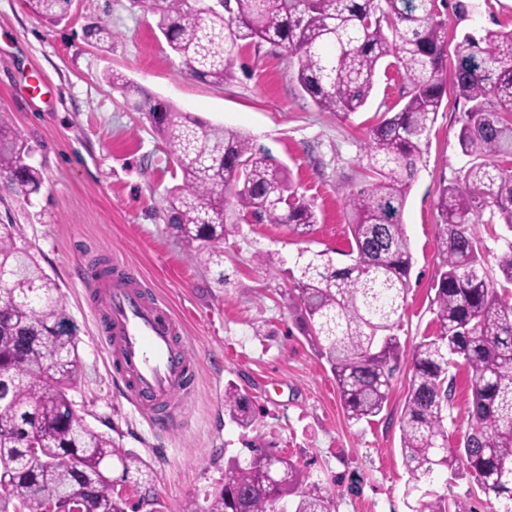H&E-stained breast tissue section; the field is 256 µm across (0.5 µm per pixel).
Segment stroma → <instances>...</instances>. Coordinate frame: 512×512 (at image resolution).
<instances>
[{
    "mask_svg": "<svg viewBox=\"0 0 512 512\" xmlns=\"http://www.w3.org/2000/svg\"><path fill=\"white\" fill-rule=\"evenodd\" d=\"M471 2L462 20L455 0H440L448 48L468 32L512 29V0ZM101 20L111 27L112 41L87 37V27ZM108 71L181 110L246 133L287 164L294 187L315 204L319 222L312 233L299 237L282 225L244 223L224 238L223 266L190 259L164 222L165 193L174 183L164 144L132 100L104 82ZM405 89L396 71L379 75L366 106L342 119L317 110L287 55L270 45L243 47L233 78L212 85L185 72L154 18L129 0H71L67 17L56 24L33 16L24 0H0V115L34 147L44 179L40 193L24 200L0 176V223L17 225L61 288L78 338L72 396L80 414L148 462L166 512L203 502L225 462L250 445L292 457L333 495L335 512H409L400 431L406 375L394 381L387 409L373 421H348L329 366L279 295L281 272L254 260L256 252L275 251L291 263L310 248L334 251L338 265L347 264L351 235L343 194L362 181L357 160L368 127ZM463 110L454 94L444 96L426 164L406 203L413 267L398 335L409 349L436 329V200L468 162L457 142ZM114 253L170 307L196 367V397L164 430L153 428L121 393L98 343L100 326L83 276ZM448 373L454 381L446 427L454 445L468 428L471 375L462 366ZM230 382L256 406L253 429L242 430L224 414ZM435 487L472 512L497 507L465 474L438 477Z\"/></svg>",
    "mask_w": 512,
    "mask_h": 512,
    "instance_id": "obj_1",
    "label": "stroma"
}]
</instances>
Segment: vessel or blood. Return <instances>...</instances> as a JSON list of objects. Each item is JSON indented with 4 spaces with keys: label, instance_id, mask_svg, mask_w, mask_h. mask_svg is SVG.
I'll return each mask as SVG.
<instances>
[{
    "label": "vessel or blood",
    "instance_id": "b4317fda",
    "mask_svg": "<svg viewBox=\"0 0 512 512\" xmlns=\"http://www.w3.org/2000/svg\"><path fill=\"white\" fill-rule=\"evenodd\" d=\"M105 278H89L91 308L103 318V346L128 400L154 424L173 420L197 392L195 368L169 308L150 294L122 258Z\"/></svg>",
    "mask_w": 512,
    "mask_h": 512
}]
</instances>
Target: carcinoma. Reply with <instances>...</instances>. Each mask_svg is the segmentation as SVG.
Instances as JSON below:
<instances>
[{
	"instance_id": "carcinoma-1",
	"label": "carcinoma",
	"mask_w": 512,
	"mask_h": 512,
	"mask_svg": "<svg viewBox=\"0 0 512 512\" xmlns=\"http://www.w3.org/2000/svg\"><path fill=\"white\" fill-rule=\"evenodd\" d=\"M46 22L70 0H27ZM156 27L195 79L222 85L234 77L241 42L283 49L296 82L322 112L347 118L365 105L380 66L397 69L406 102L368 131L359 160L365 185L345 192L353 238L350 263L325 250L299 252L282 269L280 296L336 379L347 419L369 422L388 405L397 372L411 368L401 420L411 512H472L433 489L442 473H467L486 497L512 512V239L490 279L474 230L484 212L512 234V30L467 33L447 63L436 0H130ZM112 89L136 96L166 148L172 177L165 220L192 260L221 264L224 237L251 217L306 234L318 216L292 185L290 170L246 134L212 124L159 99L124 75ZM464 102L457 135L469 161L440 189L441 252L435 332L412 351L400 326L413 257L403 221L407 197L429 142L446 86ZM33 149L0 118V175L17 197L39 193ZM12 224H0V512H46L71 492L82 512H163L148 463L79 414L71 390L78 339L58 284L31 255ZM279 267L277 252L254 255ZM471 372L472 410L459 448H448L445 422L450 365ZM224 413L237 426L256 415L238 387L224 386ZM234 457L224 478L182 512H334L335 501L303 468L271 448Z\"/></svg>"
}]
</instances>
